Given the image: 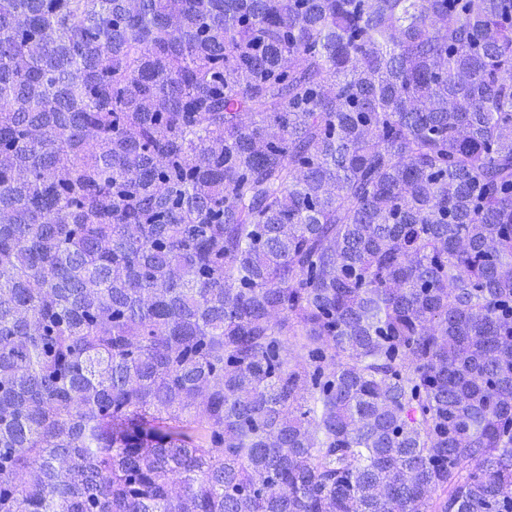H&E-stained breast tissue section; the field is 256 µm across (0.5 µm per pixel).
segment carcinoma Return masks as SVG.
Masks as SVG:
<instances>
[{
  "label": "carcinoma",
  "instance_id": "obj_1",
  "mask_svg": "<svg viewBox=\"0 0 512 512\" xmlns=\"http://www.w3.org/2000/svg\"><path fill=\"white\" fill-rule=\"evenodd\" d=\"M0 512H512V0H0Z\"/></svg>",
  "mask_w": 512,
  "mask_h": 512
}]
</instances>
